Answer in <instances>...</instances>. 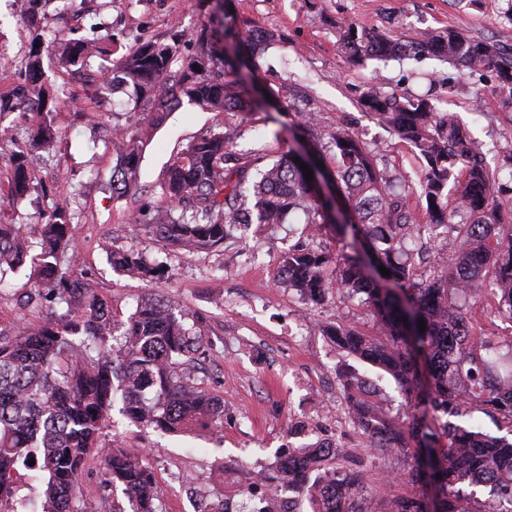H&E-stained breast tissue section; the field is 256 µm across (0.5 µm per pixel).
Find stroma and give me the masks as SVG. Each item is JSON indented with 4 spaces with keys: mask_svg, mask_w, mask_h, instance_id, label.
Returning a JSON list of instances; mask_svg holds the SVG:
<instances>
[{
    "mask_svg": "<svg viewBox=\"0 0 512 512\" xmlns=\"http://www.w3.org/2000/svg\"><path fill=\"white\" fill-rule=\"evenodd\" d=\"M37 9L33 19L17 11L12 0H0V43L8 48L0 55V96L11 95L26 81L24 59L34 28H41L44 79L65 101L57 115L60 134L52 161L34 158L27 196L11 199L7 171L0 167V220H47L50 189L77 187L78 263L90 287L119 323L143 296L168 299L201 342L191 377L224 402L222 437L165 435L132 425L116 412L103 445L117 440L145 452L162 488L159 512H220L224 507L239 512L242 504L256 505L255 474H275L281 453L321 438L347 448V469L363 476L360 512H386L396 496L422 497V487L407 481L411 457L374 451L349 423L339 373L348 368L371 382L373 401L392 416L409 413L410 399L390 376L338 351L321 333L323 325L338 322L376 335L369 307L336 292L315 304L278 283L289 249L345 252L333 228L306 223L304 214L297 213L285 224L235 227L222 248L186 253L162 248L135 219L159 205L158 183L168 161L203 131L232 122L238 157L259 146L275 158L287 153L294 141L277 120L283 101L291 112L314 115L320 138L348 129L377 148L378 164L390 178L417 181L421 164L413 149L363 107L362 94L369 88L425 95L437 111L456 113L497 169L500 196L512 201V103L497 90L495 69L470 71L424 50L360 66L337 48L339 26L352 22L409 42L426 30L453 28L508 51L512 0H75L71 5L40 0ZM207 21L214 24L215 38L230 46L252 31L271 35L265 53L240 67L259 106L229 120L187 104L168 111L143 147L136 193L113 197L112 132L135 131L151 115L136 109L126 95H103L101 79L65 69L60 42L81 35L103 37L105 53L93 58L91 67L108 71L123 54L108 34L142 44L187 33ZM268 89L276 98L266 103L262 96ZM130 245L161 265L164 279L145 280L113 268L111 252ZM25 282L17 276L0 286V331L12 336L44 324L51 313L45 301L22 302ZM462 312L475 342L501 346L512 341V322L500 319L488 299H466ZM80 492L88 512H112L113 502L124 499L121 489L107 485L97 452L86 460Z\"/></svg>",
    "mask_w": 512,
    "mask_h": 512,
    "instance_id": "35a3bbf8",
    "label": "stroma"
}]
</instances>
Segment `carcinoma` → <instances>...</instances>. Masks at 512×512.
I'll return each instance as SVG.
<instances>
[{"instance_id":"cac0c4a2","label":"carcinoma","mask_w":512,"mask_h":512,"mask_svg":"<svg viewBox=\"0 0 512 512\" xmlns=\"http://www.w3.org/2000/svg\"><path fill=\"white\" fill-rule=\"evenodd\" d=\"M340 30L341 51L358 64L409 52L400 40L353 23ZM196 42L200 53L187 62L176 39L126 49L112 69V91L130 90L135 105L148 107L174 81L181 96L168 100L167 111L186 101L214 112H249L244 82L225 49L209 40L208 25L196 32ZM32 43L29 84L19 86L16 96L33 94L40 104L30 113L28 147L0 158L14 198L30 190V153L50 151L59 136L53 112L58 102L37 84L41 37L34 36ZM92 44L88 38L64 42L63 64L86 65L94 55ZM419 48L470 70L493 66L501 75L509 73L500 89L512 97V53L504 54L498 44L454 29L427 30ZM363 103L378 123L418 151L423 163L418 186L388 177L378 167L377 150L348 130L336 129L322 144L316 120L304 116L296 137L305 138L312 157L328 152L334 163L327 176L337 184L348 213L338 223L332 203L320 200L293 156L266 163L263 150L256 149L251 158L229 166L230 138L209 130L169 163L159 183L167 206L157 208L145 227L162 245L193 253L222 247L235 226L284 224L299 211L307 224L336 225L365 255L294 249L282 260V283L315 302L334 290L362 299L386 340L338 323L324 326L323 334L389 374L406 392L418 367L432 379L430 390L418 396L413 412L400 422L371 400L366 380L354 374L343 378L349 422L383 454L418 449L423 468L410 471V481L427 476L436 490L432 510L422 499L400 496L392 500L390 512H473L474 492L465 491V485L486 487L512 503V440L441 421L459 415L472 401L512 420V372L502 378L495 353L473 352V330L458 305L459 296L486 283L496 312L512 320V203L499 196L496 172L456 115L437 114L427 98L374 89L365 92ZM163 111L155 109L154 117L132 134L113 130L112 194L125 195L137 185L143 145ZM412 193L426 202L424 224L406 205ZM76 219L73 193L67 190L53 195L49 219L28 225L25 233L0 221V283L23 273L27 298L35 294L56 306L50 319L23 336L0 331V512H84L78 490L94 449L104 455L107 483L121 487L131 512H157L161 489L143 455L101 444L115 402L132 424L163 433L211 435L224 429V403L177 370L194 359L198 339L165 300L141 299L116 332L108 305L76 272ZM438 228L456 233L458 249L431 256L428 273L417 280L399 255L407 248L419 254L422 234ZM110 261L143 279L164 275L134 246L112 252ZM370 265L383 266L391 275L375 284L367 275ZM346 462L336 441L318 440L281 458L279 472L289 488L306 493L313 512H357L366 485L360 474L345 472ZM20 468L35 472L41 486L37 498L14 497L13 478Z\"/></svg>"}]
</instances>
